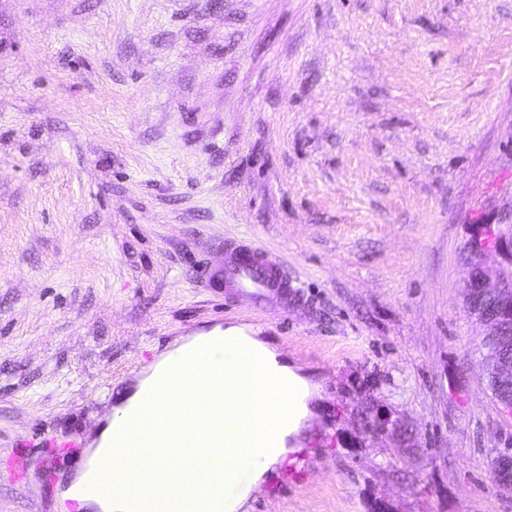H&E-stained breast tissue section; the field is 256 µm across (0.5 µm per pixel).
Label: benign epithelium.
<instances>
[{
	"label": "benign epithelium",
	"instance_id": "7a95c632",
	"mask_svg": "<svg viewBox=\"0 0 512 512\" xmlns=\"http://www.w3.org/2000/svg\"><path fill=\"white\" fill-rule=\"evenodd\" d=\"M468 276L461 296L468 314L482 328L486 340L503 342L512 335V227L495 233L481 228L466 246ZM487 376L495 385L512 379V360L495 353L482 360ZM493 480L502 490H512V438L496 449Z\"/></svg>",
	"mask_w": 512,
	"mask_h": 512
}]
</instances>
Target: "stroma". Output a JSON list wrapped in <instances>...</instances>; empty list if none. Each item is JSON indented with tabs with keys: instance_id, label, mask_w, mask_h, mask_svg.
I'll use <instances>...</instances> for the list:
<instances>
[{
	"instance_id": "1",
	"label": "stroma",
	"mask_w": 512,
	"mask_h": 512,
	"mask_svg": "<svg viewBox=\"0 0 512 512\" xmlns=\"http://www.w3.org/2000/svg\"><path fill=\"white\" fill-rule=\"evenodd\" d=\"M511 216L512 0H0V512H60L117 393L231 324L323 386L242 512H512L460 296ZM225 237L299 302L212 294Z\"/></svg>"
}]
</instances>
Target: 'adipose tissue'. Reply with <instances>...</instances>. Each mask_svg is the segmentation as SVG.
Segmentation results:
<instances>
[{"label":"adipose tissue","mask_w":512,"mask_h":512,"mask_svg":"<svg viewBox=\"0 0 512 512\" xmlns=\"http://www.w3.org/2000/svg\"><path fill=\"white\" fill-rule=\"evenodd\" d=\"M205 343L224 346V425L242 433L249 421L266 427L265 439H250L224 451V512H241L251 492L269 471L282 466L294 454V443L314 416L312 404L321 395L319 383L288 365L265 341L231 325L217 334L195 336L175 342L160 354L133 382L113 407V423L134 412L142 395L167 373L173 361L188 358L191 350ZM265 378L280 382L292 393L290 405L272 402L255 405L254 382Z\"/></svg>","instance_id":"ef3b65f1"}]
</instances>
